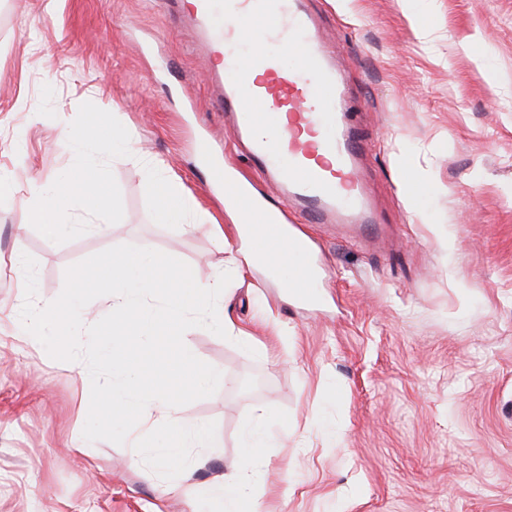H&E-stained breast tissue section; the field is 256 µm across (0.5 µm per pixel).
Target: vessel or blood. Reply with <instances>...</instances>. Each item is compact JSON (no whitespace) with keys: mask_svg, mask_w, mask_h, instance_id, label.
I'll list each match as a JSON object with an SVG mask.
<instances>
[{"mask_svg":"<svg viewBox=\"0 0 512 512\" xmlns=\"http://www.w3.org/2000/svg\"><path fill=\"white\" fill-rule=\"evenodd\" d=\"M227 22L210 38L211 53L223 58L221 101L237 142L246 144L255 173L273 183L284 207L270 206L251 181L214 158L207 139L197 154L208 162L212 188L237 212L244 240L266 273L289 275L284 286L302 303L314 300L321 274L313 242L288 221L297 213L310 224L361 225L374 214L359 176L366 151L345 119L347 94L335 62L325 53L309 0H232ZM251 30L292 58L276 73L275 58L242 51ZM270 136L253 139L255 129Z\"/></svg>","mask_w":512,"mask_h":512,"instance_id":"vessel-or-blood-1","label":"vessel or blood"}]
</instances>
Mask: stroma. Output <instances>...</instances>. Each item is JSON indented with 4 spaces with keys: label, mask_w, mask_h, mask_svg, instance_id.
Returning a JSON list of instances; mask_svg holds the SVG:
<instances>
[{
    "label": "stroma",
    "mask_w": 512,
    "mask_h": 512,
    "mask_svg": "<svg viewBox=\"0 0 512 512\" xmlns=\"http://www.w3.org/2000/svg\"><path fill=\"white\" fill-rule=\"evenodd\" d=\"M354 100L376 224H310L328 275L298 306L261 269L195 152L212 135L241 170L210 80L208 32L182 0H0V512H224L200 485L251 464L256 408L272 437L258 502L240 512H512V0H311ZM82 143L60 137L59 120ZM117 128L136 155L88 143ZM209 223L156 219L154 160ZM101 166L110 229L52 241L24 204L30 179ZM423 178L419 193L399 177ZM133 244L203 275L230 272L226 305L249 341L197 327L187 348L220 370L217 392L178 407L216 422L190 476L162 479L128 445L88 442L90 385L32 349L19 312L22 254L37 300L66 269Z\"/></svg>",
    "instance_id": "obj_1"
}]
</instances>
